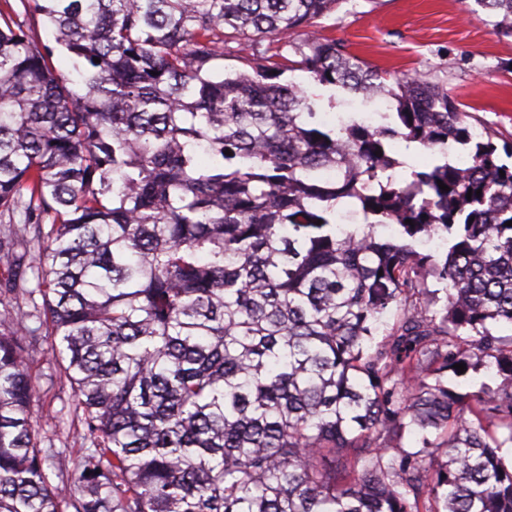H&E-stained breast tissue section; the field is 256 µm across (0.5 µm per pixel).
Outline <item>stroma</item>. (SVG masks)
<instances>
[{"instance_id":"obj_1","label":"stroma","mask_w":512,"mask_h":512,"mask_svg":"<svg viewBox=\"0 0 512 512\" xmlns=\"http://www.w3.org/2000/svg\"><path fill=\"white\" fill-rule=\"evenodd\" d=\"M484 19L474 0H340L322 33L373 65L441 78L479 133L511 145L512 36L493 34ZM28 366L37 384L32 407L39 446L69 461L46 472L63 494L64 512H76L78 462L89 443L74 414V390L43 348H35Z\"/></svg>"}]
</instances>
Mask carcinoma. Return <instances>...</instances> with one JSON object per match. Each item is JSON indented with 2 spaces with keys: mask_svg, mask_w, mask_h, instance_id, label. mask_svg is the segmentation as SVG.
I'll return each mask as SVG.
<instances>
[{
  "mask_svg": "<svg viewBox=\"0 0 512 512\" xmlns=\"http://www.w3.org/2000/svg\"><path fill=\"white\" fill-rule=\"evenodd\" d=\"M27 2L69 69L0 12V215L35 233L0 235V290L42 297L73 386L77 512H512V147L443 82L322 36L340 0ZM475 3L512 35V0ZM298 69L395 111L320 124ZM395 134L430 164L391 156ZM435 233L441 263L415 248ZM31 343L4 309L0 512H61ZM474 356L504 381L450 390Z\"/></svg>",
  "mask_w": 512,
  "mask_h": 512,
  "instance_id": "1",
  "label": "carcinoma"
}]
</instances>
